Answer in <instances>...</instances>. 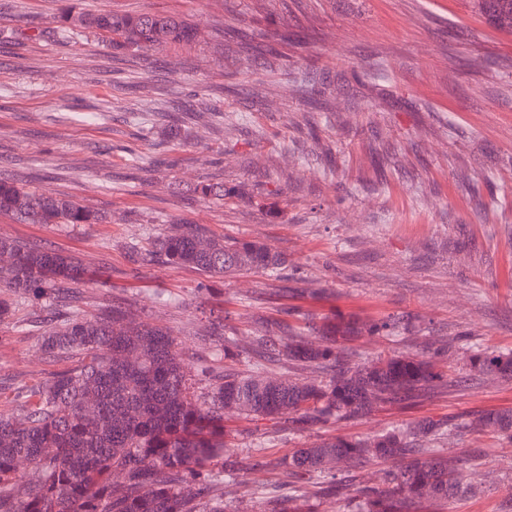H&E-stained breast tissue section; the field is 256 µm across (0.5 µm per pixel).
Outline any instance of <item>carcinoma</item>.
I'll use <instances>...</instances> for the list:
<instances>
[{
  "label": "carcinoma",
  "mask_w": 512,
  "mask_h": 512,
  "mask_svg": "<svg viewBox=\"0 0 512 512\" xmlns=\"http://www.w3.org/2000/svg\"><path fill=\"white\" fill-rule=\"evenodd\" d=\"M487 19L512 31V0H477ZM60 35L74 27L104 34L112 46L140 51L189 42L195 30L172 16L105 9L67 14ZM0 214L24 224H97L101 217L69 197H53L0 178ZM0 322L10 320L22 299L49 300L56 325L41 334V349L56 368L10 390L16 413L0 416V512H224V472L257 467L226 439L224 417L237 412L299 431L337 424L381 405H402L448 383L439 359L450 347H426L357 362L346 343L364 333L391 334L400 319L367 323L333 313L310 327L312 336H280L275 321L248 347L224 335V318L211 320L220 356L174 351L172 334L137 321L120 304L96 315L75 306L65 285L94 282L104 272L46 247L0 238ZM134 262L191 267L211 277L266 273L287 259L260 240L227 242L188 224L164 235ZM297 366L315 377L289 379L267 371L260 360ZM252 361L237 369L242 357ZM475 372L512 378V350L471 349ZM206 381L205 391L195 385ZM489 431L512 439V411H489L455 422L423 418L367 439L332 435L298 448L276 468L304 492L277 500L273 512H319L357 481L372 460L390 464L381 484H363L347 512H443L442 506L474 487L463 467L477 459L450 457L430 444L454 432ZM28 460L38 476L19 474Z\"/></svg>",
  "instance_id": "carcinoma-1"
}]
</instances>
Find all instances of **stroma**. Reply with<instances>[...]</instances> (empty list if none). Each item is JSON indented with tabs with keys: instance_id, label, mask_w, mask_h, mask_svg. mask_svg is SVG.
Segmentation results:
<instances>
[{
	"instance_id": "35a3bbf8",
	"label": "stroma",
	"mask_w": 512,
	"mask_h": 512,
	"mask_svg": "<svg viewBox=\"0 0 512 512\" xmlns=\"http://www.w3.org/2000/svg\"><path fill=\"white\" fill-rule=\"evenodd\" d=\"M74 7L164 13L197 35L130 53L92 31L59 35ZM0 178L102 215L0 225L107 272L108 285H71L80 309L130 306L176 349L211 354L210 309L246 344L267 320L296 328L341 311L414 324L351 342L365 360L430 338L451 345L447 386L408 406L302 432L231 418L235 445L267 466L225 481L224 512H270L257 488L278 484L272 462L329 435L512 410V380L463 359L472 345L512 350V33L474 0H0ZM209 183L225 198H203ZM185 224L261 239L288 263L220 279L132 262ZM45 313L28 300L0 323V385L50 370L22 330ZM475 444L483 453L464 479L479 491L445 512H502L512 499V442L464 432L446 449Z\"/></svg>"
}]
</instances>
